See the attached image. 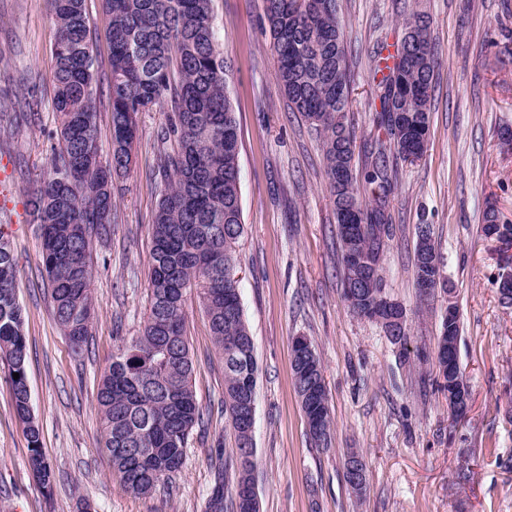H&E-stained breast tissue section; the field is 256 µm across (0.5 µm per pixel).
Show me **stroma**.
<instances>
[{
    "mask_svg": "<svg viewBox=\"0 0 512 512\" xmlns=\"http://www.w3.org/2000/svg\"><path fill=\"white\" fill-rule=\"evenodd\" d=\"M217 43L239 126L244 233L236 277L257 360L253 444L260 512H512V308L499 300L501 244L482 231L487 210L512 222V0H338L350 53L354 171L379 136L371 56L429 16L442 64L423 157L397 166L389 198L393 234L383 287L407 318L405 345L354 315L344 297L336 216L319 133L290 111L274 80L262 0H213ZM56 26L48 0H0V228L18 264L28 379L42 452L43 487L0 363V512H205L234 433L224 414V362L196 296L186 303L192 385L204 423L189 438L168 486L135 497L113 479L102 452L96 394L124 339L148 314L150 236L165 184L157 169L165 109L139 115L127 175L113 181L115 222L95 245L92 335L74 349L60 329L25 202L47 174ZM29 112L24 125L6 113ZM433 228L444 287L421 295L414 280L416 227ZM456 307L458 356L470 390L452 416L434 355L441 322ZM320 359L333 418L328 446L308 432L291 366L295 337ZM408 358H401V351ZM366 463L367 491L344 479L350 451Z\"/></svg>",
    "mask_w": 512,
    "mask_h": 512,
    "instance_id": "obj_1",
    "label": "stroma"
}]
</instances>
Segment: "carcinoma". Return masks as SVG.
Returning a JSON list of instances; mask_svg holds the SVG:
<instances>
[{
	"label": "carcinoma",
	"instance_id": "obj_1",
	"mask_svg": "<svg viewBox=\"0 0 512 512\" xmlns=\"http://www.w3.org/2000/svg\"><path fill=\"white\" fill-rule=\"evenodd\" d=\"M86 0H49L56 24L53 110L59 122L50 173L29 199L41 238L42 258L56 320L78 349L91 334V258L95 242L112 231V177L130 169L138 116L167 108L159 152L166 178L151 224L149 313L139 334L125 342L101 377L96 396L102 450L112 476L134 496H147L178 472L196 426L203 422L192 386L193 361L186 336L185 301L198 298L224 359V411L235 432L228 466L235 482L253 478L252 437L235 421L239 389L256 375L254 344L244 317L235 269L244 233L239 187V134L230 107L224 57L217 49L212 0H104L109 16L110 76L106 91L95 79L96 49L89 38ZM277 59L275 78L299 113L320 132L324 173L334 204L340 252L347 245L378 263L392 224L389 197L396 184L389 157H420L419 128L430 126L434 77L440 66L430 20L413 13L408 39L374 79L379 108L374 122L385 131L370 146L363 183L353 177L354 133L345 35L336 0H263ZM111 109L112 153L102 163L97 145V102ZM407 113L397 123L392 112ZM437 256L431 231L418 232L416 282L425 260ZM381 272L343 265V295L354 314L379 307ZM450 353L458 359V317L445 319ZM0 359L9 373L17 417L29 457L44 460L31 410L29 350L17 293V264L0 231ZM295 386L311 439L323 445L333 421L323 370L319 396L304 398L307 380L293 366ZM218 481L207 512H226Z\"/></svg>",
	"mask_w": 512,
	"mask_h": 512
}]
</instances>
